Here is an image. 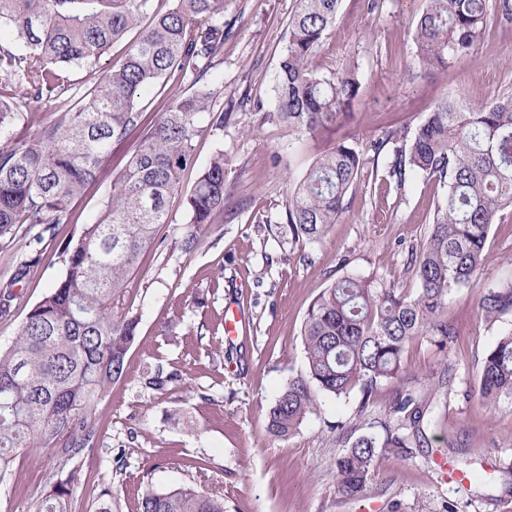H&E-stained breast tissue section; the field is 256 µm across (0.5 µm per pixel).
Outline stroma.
Here are the masks:
<instances>
[{"label":"stroma","instance_id":"obj_1","mask_svg":"<svg viewBox=\"0 0 512 512\" xmlns=\"http://www.w3.org/2000/svg\"><path fill=\"white\" fill-rule=\"evenodd\" d=\"M295 0H226L230 33L216 70L224 86L216 102L232 118L223 130L196 142L198 163L223 151L227 204L210 237L194 251L180 247L186 214L171 202V221L131 275L123 307L139 317L138 335L124 375L92 413L99 445L76 457L80 481L73 512H94L103 487H111L118 512H137L145 488L193 483L205 471L224 491V512H512V399L487 405L478 397L486 351L512 329V314L487 322L478 308L485 288L512 284V210L493 224L478 285L448 299L457 340L444 371L437 349L415 340L402 358L403 382L379 386L369 404L359 393L322 395L316 410L288 439H272L267 413L284 385L306 368L301 328L318 294L346 274L373 275L385 285L415 293L409 262L413 246L432 222L442 184L409 177L403 190L389 187L387 155L372 142L386 131L415 128L434 105L448 99L468 107L512 92V22L491 18L474 58L415 77L414 29L423 0H382L367 11L364 0H342L326 33L317 66L357 61L363 92L332 128L301 135L282 124H264L254 102L273 105L274 78ZM347 143L364 155L362 175L345 199L338 222L313 244L289 245L277 236L288 190L318 156ZM126 146L113 147L106 166L119 173ZM109 178L89 187L74 221L45 233L41 245L26 228L0 241V284L20 263L42 252L14 287L0 316V349H7L31 308L62 277L58 254L77 238L112 188ZM243 306L246 326L224 335V308ZM177 371L180 382L147 389L143 376L156 367ZM426 397L455 440L448 449L456 468L480 469L485 481L458 483L435 465L436 448L408 456L380 451L359 499L345 497L333 465L349 441L382 435L398 387ZM60 459L28 449L14 476L0 485V512H34L54 482L66 476Z\"/></svg>","mask_w":512,"mask_h":512}]
</instances>
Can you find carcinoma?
Segmentation results:
<instances>
[{
	"mask_svg": "<svg viewBox=\"0 0 512 512\" xmlns=\"http://www.w3.org/2000/svg\"><path fill=\"white\" fill-rule=\"evenodd\" d=\"M0 0V240L25 224L42 233L68 224L75 203L100 180L115 144L132 149L97 215L62 252L64 274L29 311L18 337L0 352V484L10 480L17 455L47 449L67 463L97 447L90 412L126 369L138 317L115 310L142 252L169 223L171 199L183 172L196 163L195 140L224 128L231 114L214 110L216 68L224 63L225 0ZM341 0H296L274 82V106L261 122L307 133L336 124L362 88L359 64L344 60L321 71L313 66ZM512 21V0H426L414 33L410 68L420 75L473 60L490 16ZM120 63L81 92L69 69L95 63L132 31ZM178 74L191 78L167 101L152 125H143V93ZM22 128H16L17 123ZM35 130L33 142L20 141ZM409 143L408 147L398 142ZM393 144L389 182L404 187L421 174L447 186L418 251L407 294L376 279L346 275L323 289L307 310L303 328L306 374L291 379L269 409V434L285 439L312 413L318 395L359 391L370 401L378 386L402 373V355L427 338L443 356L457 339L448 320V297L478 284L490 228L512 207V93L475 107L438 103L414 130L403 127L371 144L380 154ZM364 166L362 153L339 143L318 157L290 187L281 233L292 243H315L336 223ZM224 151L197 175L182 205L187 216L181 248L195 250L213 232L227 201ZM483 316L497 322L512 313V286L486 289ZM180 374L158 369L144 385L162 391ZM478 391L493 403L512 398V331L483 358ZM428 401L396 393L382 424L384 437L362 435L334 459L340 489L363 495L376 449L409 454L417 443ZM80 471L72 468L39 502L36 512H72ZM139 512H224V490L181 485L146 489Z\"/></svg>",
	"mask_w": 512,
	"mask_h": 512,
	"instance_id": "obj_1",
	"label": "carcinoma"
}]
</instances>
